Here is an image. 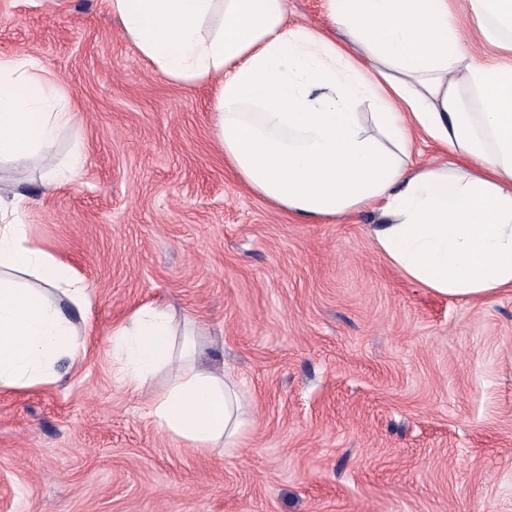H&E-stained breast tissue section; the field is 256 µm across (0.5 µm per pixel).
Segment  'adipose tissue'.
I'll list each match as a JSON object with an SVG mask.
<instances>
[{
	"label": "adipose tissue",
	"mask_w": 512,
	"mask_h": 512,
	"mask_svg": "<svg viewBox=\"0 0 512 512\" xmlns=\"http://www.w3.org/2000/svg\"><path fill=\"white\" fill-rule=\"evenodd\" d=\"M139 55L167 80L215 89L224 158L255 193L302 219L372 209L382 256L452 298L512 289V0H464L479 60L459 40L455 0H325L331 28L288 21V0H110ZM40 62L0 57V161L64 183L52 148L74 121ZM425 135L450 161L418 164ZM0 196V386L55 384L86 356L82 280L32 245ZM27 275L28 283L17 280ZM198 328L144 305L112 331L115 374L152 423L201 453L253 423L232 376L200 362ZM176 373L155 388L158 372Z\"/></svg>",
	"instance_id": "ef3b65f1"
}]
</instances>
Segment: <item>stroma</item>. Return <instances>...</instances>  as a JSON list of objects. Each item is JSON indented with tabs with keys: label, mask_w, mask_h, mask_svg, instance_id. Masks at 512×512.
I'll list each match as a JSON object with an SVG mask.
<instances>
[{
	"label": "stroma",
	"mask_w": 512,
	"mask_h": 512,
	"mask_svg": "<svg viewBox=\"0 0 512 512\" xmlns=\"http://www.w3.org/2000/svg\"><path fill=\"white\" fill-rule=\"evenodd\" d=\"M39 60L76 114L73 184L0 162L30 240L83 279L88 353L57 385L0 388V512H512V292L433 294L363 211L306 223L224 162L214 89L168 82L109 0H0V56ZM146 304L202 326L255 422L202 455L112 376Z\"/></svg>",
	"instance_id": "stroma-1"
}]
</instances>
